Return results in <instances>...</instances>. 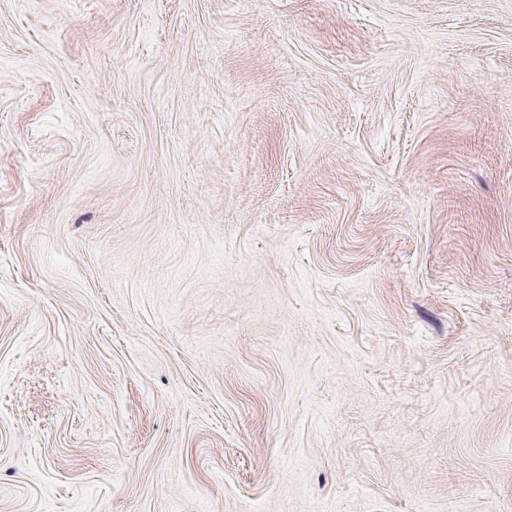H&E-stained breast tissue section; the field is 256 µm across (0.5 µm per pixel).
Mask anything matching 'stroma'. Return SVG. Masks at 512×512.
Wrapping results in <instances>:
<instances>
[{
    "label": "stroma",
    "mask_w": 512,
    "mask_h": 512,
    "mask_svg": "<svg viewBox=\"0 0 512 512\" xmlns=\"http://www.w3.org/2000/svg\"><path fill=\"white\" fill-rule=\"evenodd\" d=\"M0 512H512V0H0Z\"/></svg>",
    "instance_id": "1"
}]
</instances>
